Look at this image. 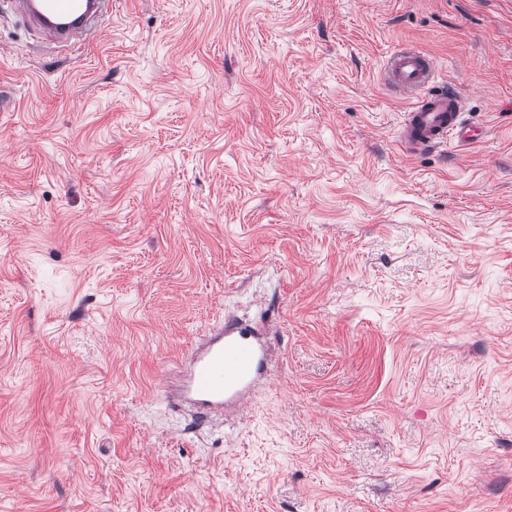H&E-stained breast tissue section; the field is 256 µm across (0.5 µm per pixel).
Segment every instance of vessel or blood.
Wrapping results in <instances>:
<instances>
[{
	"instance_id": "obj_1",
	"label": "vessel or blood",
	"mask_w": 512,
	"mask_h": 512,
	"mask_svg": "<svg viewBox=\"0 0 512 512\" xmlns=\"http://www.w3.org/2000/svg\"><path fill=\"white\" fill-rule=\"evenodd\" d=\"M13 4L24 20L64 47L76 46L100 18L112 12V0H13ZM381 75L391 88L414 99L400 122L398 143L403 151L436 150L479 138V129L463 119L459 92L439 87L437 65L422 50L394 51ZM256 336L254 328L233 317L213 327L182 370L175 401L190 404L201 418L240 403L264 371L265 356Z\"/></svg>"
}]
</instances>
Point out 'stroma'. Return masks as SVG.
<instances>
[{
	"label": "stroma",
	"mask_w": 512,
	"mask_h": 512,
	"mask_svg": "<svg viewBox=\"0 0 512 512\" xmlns=\"http://www.w3.org/2000/svg\"><path fill=\"white\" fill-rule=\"evenodd\" d=\"M484 134L405 153L393 49ZM232 316L268 371L193 425ZM0 512H512V0H0ZM112 3L115 1L13 0L16 11L24 20L39 27L63 47L76 46L84 34L95 28L100 18L111 15Z\"/></svg>",
	"instance_id": "obj_1"
}]
</instances>
